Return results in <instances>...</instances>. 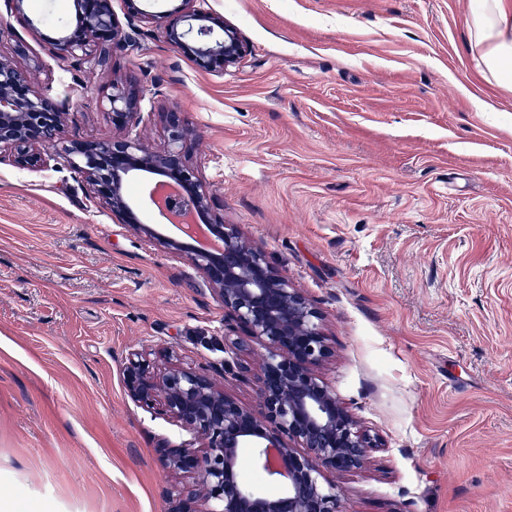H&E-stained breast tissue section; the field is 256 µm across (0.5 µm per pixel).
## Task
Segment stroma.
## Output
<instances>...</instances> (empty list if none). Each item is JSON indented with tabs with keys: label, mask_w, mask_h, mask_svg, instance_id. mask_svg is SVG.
Masks as SVG:
<instances>
[{
	"label": "stroma",
	"mask_w": 512,
	"mask_h": 512,
	"mask_svg": "<svg viewBox=\"0 0 512 512\" xmlns=\"http://www.w3.org/2000/svg\"><path fill=\"white\" fill-rule=\"evenodd\" d=\"M473 2L203 0L246 45L207 73L146 26L107 68L59 59L34 15L71 0H0V55L25 44L69 137L110 131L115 78L145 93L131 132L149 147L182 112L213 214L321 312L315 372L371 442L363 468L323 474L342 512H512V91L478 73ZM144 345L228 359L221 383L256 407L264 349L188 261L64 159L1 160L0 487L23 512H168L159 446L194 439L127 396Z\"/></svg>",
	"instance_id": "stroma-1"
}]
</instances>
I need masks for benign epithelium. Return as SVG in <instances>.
<instances>
[{"label": "benign epithelium", "mask_w": 512, "mask_h": 512, "mask_svg": "<svg viewBox=\"0 0 512 512\" xmlns=\"http://www.w3.org/2000/svg\"><path fill=\"white\" fill-rule=\"evenodd\" d=\"M136 2L126 0L129 17L161 29L199 69L222 71L243 57L236 29L223 16L196 7L197 0H166L169 7L162 11L142 9ZM73 6L76 23L53 28L55 36L48 38L58 58L91 57L103 67L114 51L134 46L135 28L124 29L112 0H73ZM32 86L30 69L0 57V153L9 152L22 168L41 167L53 154L66 158L119 223L186 258L224 305V318L265 347L256 376L257 410L229 396L204 368L159 370L152 350L144 346L127 354L128 397L161 406L198 443L195 448L161 447L169 472L197 479L196 487L171 492L169 512H341L336 491L324 488L319 478L325 470L361 468L371 444L313 370L331 355L320 331L321 313L261 248L233 226L211 219L210 195L187 160L189 132L182 113H165L167 142L158 152L128 135L80 141L66 137L64 104ZM142 97L136 86L114 81L102 112L113 127L127 128L136 123ZM137 171L157 176L149 202L183 238L162 237L138 220L125 190L127 177ZM243 450L281 490L264 492L243 476Z\"/></svg>", "instance_id": "obj_1"}]
</instances>
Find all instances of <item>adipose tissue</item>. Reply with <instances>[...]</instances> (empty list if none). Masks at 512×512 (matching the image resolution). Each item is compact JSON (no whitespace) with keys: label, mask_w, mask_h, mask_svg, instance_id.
<instances>
[{"label":"adipose tissue","mask_w":512,"mask_h":512,"mask_svg":"<svg viewBox=\"0 0 512 512\" xmlns=\"http://www.w3.org/2000/svg\"><path fill=\"white\" fill-rule=\"evenodd\" d=\"M470 39L485 75L512 89V0H480L472 16Z\"/></svg>","instance_id":"1"}]
</instances>
